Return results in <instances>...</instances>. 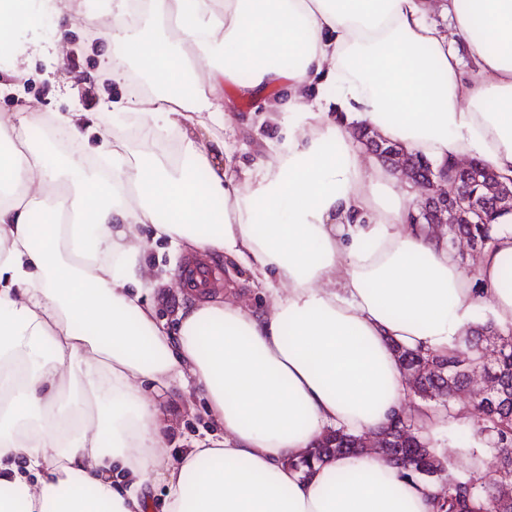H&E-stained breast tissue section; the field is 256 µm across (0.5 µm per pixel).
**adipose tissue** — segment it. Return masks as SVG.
<instances>
[{"label":"adipose tissue","mask_w":512,"mask_h":512,"mask_svg":"<svg viewBox=\"0 0 512 512\" xmlns=\"http://www.w3.org/2000/svg\"><path fill=\"white\" fill-rule=\"evenodd\" d=\"M114 4L97 46L113 82L134 64L161 82L99 148L110 173L20 150L37 127L87 139L84 113L0 119V512H150L157 483L164 512H436L434 486L376 456L291 462L326 430L399 414L441 451L453 422L409 404L394 345L447 353L482 306L512 331V214L469 274L447 237L408 223L414 185L352 137L512 179V0H146L142 31L131 0ZM57 10L0 0L11 77L45 49L21 32ZM240 99L292 119L238 177L200 127ZM169 137L174 162L152 150ZM159 241L235 262L263 303L213 291L167 332L135 296L157 286ZM169 393L203 399L214 427L174 459Z\"/></svg>","instance_id":"ef3b65f1"}]
</instances>
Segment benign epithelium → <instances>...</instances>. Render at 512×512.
Listing matches in <instances>:
<instances>
[{
    "instance_id": "obj_1",
    "label": "benign epithelium",
    "mask_w": 512,
    "mask_h": 512,
    "mask_svg": "<svg viewBox=\"0 0 512 512\" xmlns=\"http://www.w3.org/2000/svg\"><path fill=\"white\" fill-rule=\"evenodd\" d=\"M372 153L395 170L431 190L420 214L412 224H432L438 228L457 224H490L498 212H512V180H500L486 163L452 161L449 169L434 171L418 168L413 154L395 145L380 142L369 134L361 137Z\"/></svg>"
}]
</instances>
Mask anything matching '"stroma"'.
Returning <instances> with one entry per match:
<instances>
[{"mask_svg": "<svg viewBox=\"0 0 512 512\" xmlns=\"http://www.w3.org/2000/svg\"><path fill=\"white\" fill-rule=\"evenodd\" d=\"M111 17L112 0H64L61 13L46 16L40 28L42 40L48 44L64 43L72 55L65 62L52 54L29 56L22 64L23 76L14 80L11 89L0 92V116L10 118L14 113L30 108L39 112L99 113L101 103L106 99L128 107L132 98L129 86L101 78L102 62L97 53L87 49L92 27ZM229 118L231 130L213 125L209 135L225 142L232 169L239 173L268 153L271 145L280 138L282 127L273 124L266 127L262 136H255L254 127L260 112L251 101L239 102ZM186 257V252H171L164 243L150 255L165 284L142 293L141 299L154 306L158 321L169 328L176 324L179 310L194 300L193 294L188 293L179 281V271ZM166 410L173 415V425L167 431L168 455L177 453L183 439L211 429L202 400H195L188 406L174 394L168 398ZM472 423V418L468 417L439 434L441 442L450 448L449 468L461 475L468 474L472 453L483 449L482 443L472 434Z\"/></svg>", "mask_w": 512, "mask_h": 512, "instance_id": "obj_1", "label": "stroma"}]
</instances>
